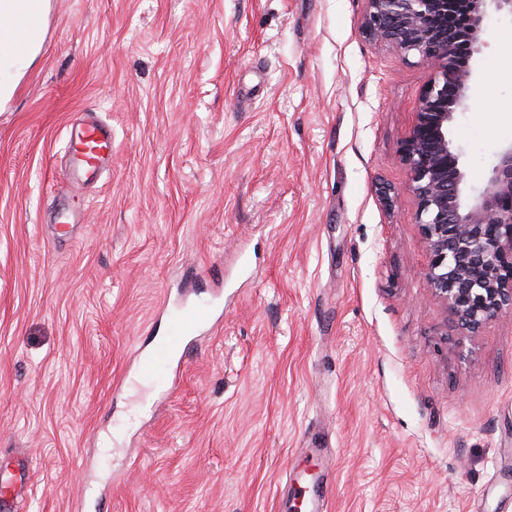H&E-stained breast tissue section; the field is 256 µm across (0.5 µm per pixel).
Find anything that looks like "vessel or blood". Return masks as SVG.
Returning <instances> with one entry per match:
<instances>
[{
	"mask_svg": "<svg viewBox=\"0 0 512 512\" xmlns=\"http://www.w3.org/2000/svg\"><path fill=\"white\" fill-rule=\"evenodd\" d=\"M70 153L69 171L66 176L72 190L84 189L87 183L98 177L105 164L112 158V127L92 119L85 126L71 132L68 139ZM213 311L191 304H183L167 310L166 335L149 355L139 362L145 375L162 374L171 370L177 357L183 356L190 336L211 322Z\"/></svg>",
	"mask_w": 512,
	"mask_h": 512,
	"instance_id": "b4317fda",
	"label": "vessel or blood"
}]
</instances>
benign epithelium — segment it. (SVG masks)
Segmentation results:
<instances>
[{
	"label": "benign epithelium",
	"mask_w": 512,
	"mask_h": 512,
	"mask_svg": "<svg viewBox=\"0 0 512 512\" xmlns=\"http://www.w3.org/2000/svg\"><path fill=\"white\" fill-rule=\"evenodd\" d=\"M456 1L466 28L448 27ZM366 37L376 45L413 53L432 67L416 120L399 162L409 173L429 263L424 276L448 310L459 336V358L471 351L464 340L512 315V145L504 148L487 185L464 198L465 174L450 128L468 109L472 69L457 63V44L479 51L486 21L495 12L512 16V0H366Z\"/></svg>",
	"instance_id": "7a95c632"
}]
</instances>
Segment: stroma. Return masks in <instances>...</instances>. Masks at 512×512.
Masks as SVG:
<instances>
[{
	"label": "stroma",
	"mask_w": 512,
	"mask_h": 512,
	"mask_svg": "<svg viewBox=\"0 0 512 512\" xmlns=\"http://www.w3.org/2000/svg\"><path fill=\"white\" fill-rule=\"evenodd\" d=\"M366 0H49L0 111V470L17 512H512V317L460 362L398 161L432 71ZM451 136L512 144V17ZM112 126L95 188L72 123ZM83 215L67 237L53 211ZM221 289L179 386L136 367L162 302Z\"/></svg>",
	"instance_id": "35a3bbf8"
}]
</instances>
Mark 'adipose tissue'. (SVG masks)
<instances>
[{
    "label": "adipose tissue",
    "instance_id": "ef3b65f1",
    "mask_svg": "<svg viewBox=\"0 0 512 512\" xmlns=\"http://www.w3.org/2000/svg\"><path fill=\"white\" fill-rule=\"evenodd\" d=\"M48 9V0H0V108L39 57Z\"/></svg>",
    "mask_w": 512,
    "mask_h": 512
}]
</instances>
